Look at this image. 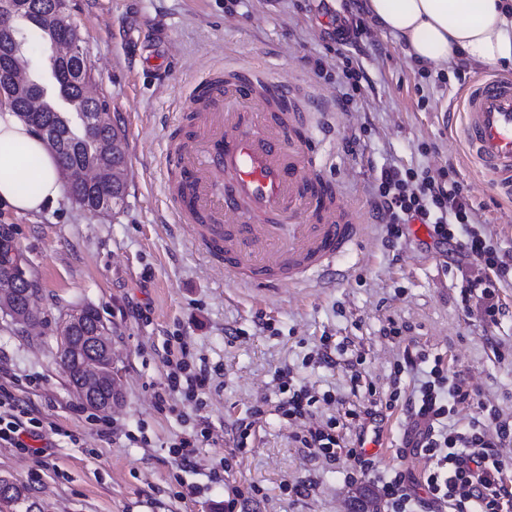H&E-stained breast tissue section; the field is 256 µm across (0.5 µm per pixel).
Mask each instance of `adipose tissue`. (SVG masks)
Returning a JSON list of instances; mask_svg holds the SVG:
<instances>
[{
	"label": "adipose tissue",
	"mask_w": 512,
	"mask_h": 512,
	"mask_svg": "<svg viewBox=\"0 0 512 512\" xmlns=\"http://www.w3.org/2000/svg\"><path fill=\"white\" fill-rule=\"evenodd\" d=\"M417 65L512 68V0H366ZM60 163L39 132L0 107V207L26 216L62 198Z\"/></svg>",
	"instance_id": "1"
}]
</instances>
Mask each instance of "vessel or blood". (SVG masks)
I'll return each mask as SVG.
<instances>
[{
    "instance_id": "vessel-or-blood-1",
    "label": "vessel or blood",
    "mask_w": 512,
    "mask_h": 512,
    "mask_svg": "<svg viewBox=\"0 0 512 512\" xmlns=\"http://www.w3.org/2000/svg\"><path fill=\"white\" fill-rule=\"evenodd\" d=\"M476 166L512 192V80L488 74L459 99ZM195 133L167 148L181 176L180 223L240 282L298 285L336 276L362 226L321 152L296 92L255 68L203 77L184 104Z\"/></svg>"
}]
</instances>
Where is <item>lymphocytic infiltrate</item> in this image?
<instances>
[{
  "label": "lymphocytic infiltrate",
  "instance_id": "1",
  "mask_svg": "<svg viewBox=\"0 0 512 512\" xmlns=\"http://www.w3.org/2000/svg\"><path fill=\"white\" fill-rule=\"evenodd\" d=\"M374 208L388 246H395L414 220L427 224L437 243H456L463 256L457 267L463 310L496 322L502 312L499 288L512 275V255L479 231L475 208L450 168H381ZM403 362L420 372L405 398L396 391L363 387L364 375L353 363L348 366L351 388L346 396L317 397L307 384L292 382L290 371H280V378L289 382L288 394L275 410L291 426V440L311 456L346 459L348 483L374 480L382 512H512V476L504 462L505 452L512 449V420L492 409L457 426L451 421L453 407L477 402L479 391L463 386L460 371L431 363L427 350L405 351ZM209 384L205 371H171L154 394L156 406L164 408L176 393L193 399ZM362 389L368 393L366 402H350V395ZM397 407L407 420L397 455L420 456L425 466L417 474L400 468L381 477L374 455L365 448L366 423ZM42 429V422L0 389L1 445L24 447L26 439L41 438Z\"/></svg>",
  "mask_w": 512,
  "mask_h": 512
}]
</instances>
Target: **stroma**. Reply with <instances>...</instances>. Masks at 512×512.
I'll list each match as a JSON object with an SVG mask.
<instances>
[{"instance_id":"stroma-1","label":"stroma","mask_w":512,"mask_h":512,"mask_svg":"<svg viewBox=\"0 0 512 512\" xmlns=\"http://www.w3.org/2000/svg\"><path fill=\"white\" fill-rule=\"evenodd\" d=\"M319 0H69L99 97L124 137L128 188L124 202L93 213L63 196L36 216L0 211L17 227L38 292L39 323L15 324L0 312V388L48 425L28 448L0 446V477L25 488L41 512H215L234 487L255 484L265 499L244 512H354L360 486L347 485L346 460L312 458L289 440L275 414L277 369L318 392H348V362L363 357L368 381L387 386L404 349L441 354L481 391L479 404L455 406L460 424L481 407L512 416V283L499 290L502 313L488 324L460 304L461 277L446 251L416 238L386 246L375 218L372 185L382 166L436 169L453 165L477 210L483 232L512 250V201L466 157L458 137L456 100L463 85L447 67L421 68L396 40L370 28L355 58L371 86L350 111L336 105L343 57L328 34L333 18ZM323 58L326 74L310 61ZM259 64L310 104L318 124L324 171L343 184L366 231L337 262L338 276L264 291L241 288L223 265L208 261L188 227L174 223L165 166L169 141L189 128L179 101L205 69ZM357 136L361 151L343 150ZM94 307L108 327L121 380L118 406L99 413L69 387L56 359V336L77 307ZM401 336H381L388 319ZM182 337L192 367L211 384L202 407L154 393L178 359L169 342ZM329 342L335 365L315 364ZM266 404L255 435L235 425ZM400 411L387 414L375 448L377 469L421 470V458L399 459ZM207 427L189 465L172 446ZM235 457L225 471L226 457ZM312 490L292 500L284 485Z\"/></svg>"}]
</instances>
